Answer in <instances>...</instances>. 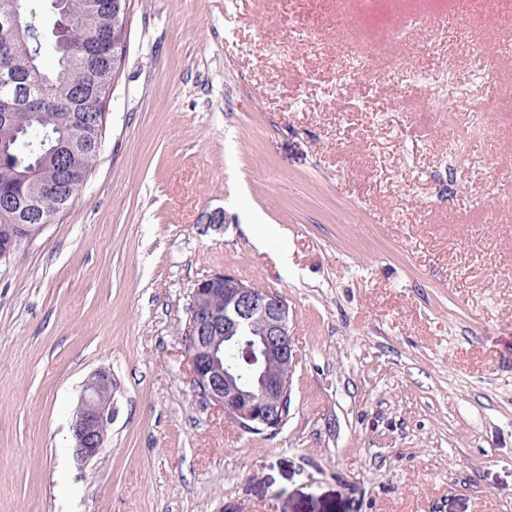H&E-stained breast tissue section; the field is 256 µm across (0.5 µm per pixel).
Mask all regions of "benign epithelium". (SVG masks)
I'll list each match as a JSON object with an SVG mask.
<instances>
[{"mask_svg":"<svg viewBox=\"0 0 512 512\" xmlns=\"http://www.w3.org/2000/svg\"><path fill=\"white\" fill-rule=\"evenodd\" d=\"M26 229L25 224L0 229V256H8ZM216 299L224 300L221 313L213 309ZM192 303L195 317L184 342L194 390L245 432L278 430L298 361L285 300L220 272L194 285ZM255 324L259 332L253 336L247 329ZM111 420L112 376L99 370L70 426L76 458L88 462L106 451Z\"/></svg>","mask_w":512,"mask_h":512,"instance_id":"obj_1","label":"benign epithelium"}]
</instances>
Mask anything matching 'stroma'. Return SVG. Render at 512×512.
Returning <instances> with one entry per match:
<instances>
[{"label":"stroma","instance_id":"stroma-1","mask_svg":"<svg viewBox=\"0 0 512 512\" xmlns=\"http://www.w3.org/2000/svg\"><path fill=\"white\" fill-rule=\"evenodd\" d=\"M413 12L447 23L390 42ZM127 19L97 166L0 263V512H512V0ZM352 42L369 66L340 88ZM219 271L288 303L276 433L193 389L191 292ZM100 370L107 452L84 463L69 428Z\"/></svg>","mask_w":512,"mask_h":512}]
</instances>
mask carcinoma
Instances as JSON below:
<instances>
[{
  "instance_id": "1",
  "label": "carcinoma",
  "mask_w": 512,
  "mask_h": 512,
  "mask_svg": "<svg viewBox=\"0 0 512 512\" xmlns=\"http://www.w3.org/2000/svg\"><path fill=\"white\" fill-rule=\"evenodd\" d=\"M41 0H0V16L23 35L0 34V81L12 91V120L0 123V190L42 209L70 208L99 160L106 104L121 44L97 46L94 34L121 39L122 0H60L75 24L63 47L45 42ZM37 214L0 211L1 224H39Z\"/></svg>"
}]
</instances>
